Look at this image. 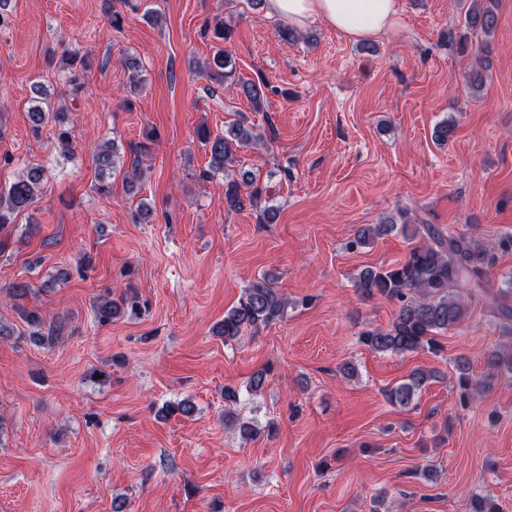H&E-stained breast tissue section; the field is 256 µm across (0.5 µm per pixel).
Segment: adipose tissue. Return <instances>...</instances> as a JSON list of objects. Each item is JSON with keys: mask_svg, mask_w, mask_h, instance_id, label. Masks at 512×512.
Masks as SVG:
<instances>
[{"mask_svg": "<svg viewBox=\"0 0 512 512\" xmlns=\"http://www.w3.org/2000/svg\"><path fill=\"white\" fill-rule=\"evenodd\" d=\"M270 13L302 27L324 21L348 38H374L388 32L398 15L399 0H267Z\"/></svg>", "mask_w": 512, "mask_h": 512, "instance_id": "obj_1", "label": "adipose tissue"}]
</instances>
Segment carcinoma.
<instances>
[{"mask_svg":"<svg viewBox=\"0 0 512 512\" xmlns=\"http://www.w3.org/2000/svg\"><path fill=\"white\" fill-rule=\"evenodd\" d=\"M485 7L467 15L468 25L478 28L485 36L480 46L479 69L468 78V88L472 95H478L484 83V73L491 63L489 38L498 23L494 10V0H472ZM204 33L224 43L231 39V25L221 18H214L204 26ZM209 77L224 83L234 80V70L224 49H218L205 64ZM242 92L253 108L261 110L264 105L267 83L264 79L246 80L241 85ZM31 129L37 133L50 122L56 127L54 149L62 156L74 153L71 119L67 112H52L39 105L28 110ZM197 139L210 151L208 168L198 173V178L208 180L224 174V208L242 210L246 205H254L261 194L257 177L250 171L238 170L237 154L240 150L257 144L262 135L239 121L232 124L222 135L212 136L207 127L197 130ZM141 151L131 150L128 170L124 179L134 184L141 177ZM95 177L99 182L97 190L107 195L109 186L104 184L105 174L120 168V153L117 144L101 146L94 155ZM46 177V170L40 165H31L24 174L11 182L4 191L0 190V228L10 224L22 212L32 206L38 196L40 185ZM400 219L390 217L384 224L362 227L351 247H361L379 236H384L401 227L403 232H411L423 243L410 249L406 258L395 265L381 266L362 271L355 282L357 294L364 299H386L398 305L393 319L385 327L365 329L359 334V342L373 352L405 354L420 350L436 353L440 350L438 336L461 325L467 318V302L464 297L487 299L496 317L502 321H512V291L509 289L490 292L486 288V277L497 261V252H512V235H506L492 246L487 247L475 236L463 232L441 229L434 224L410 225L408 213L399 212ZM31 292L25 281L17 282L9 288L10 296L22 309L23 321L29 328V337L42 344H52L57 340L59 329L45 326L41 313L24 307ZM288 309V297L275 286V277L269 274L249 284L236 305L224 312V319L217 324L216 334L224 341L237 340L245 332L259 330L282 319ZM120 313L130 318H138L142 306L134 293H124L119 299L108 296L95 306L98 323L106 325ZM487 372L479 379L469 373V360H457L458 374L453 387L461 407H466L479 388H490L502 374H512V347L488 354ZM438 377L434 370L417 369L407 381L390 388L386 398L394 406L407 408L418 391L431 379ZM471 512H503L499 502L489 494L474 493L471 496Z\"/></svg>","mask_w":512,"mask_h":512,"instance_id":"1","label":"carcinoma"}]
</instances>
